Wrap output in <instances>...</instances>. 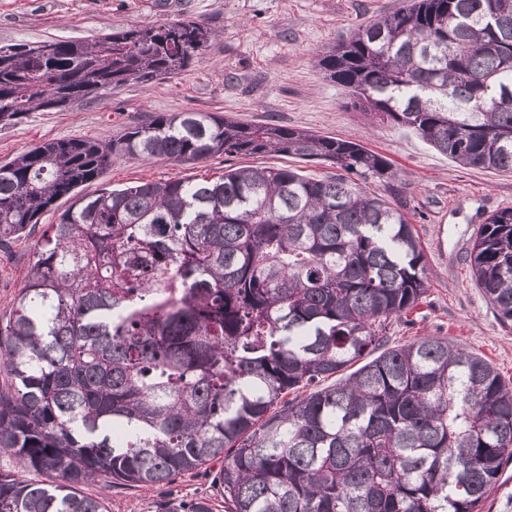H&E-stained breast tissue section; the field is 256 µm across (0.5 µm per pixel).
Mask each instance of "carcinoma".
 I'll return each instance as SVG.
<instances>
[{"mask_svg":"<svg viewBox=\"0 0 512 512\" xmlns=\"http://www.w3.org/2000/svg\"><path fill=\"white\" fill-rule=\"evenodd\" d=\"M212 37L183 19L1 46L0 123L168 79ZM317 64L451 160L512 171V0H409ZM222 154L394 176L354 141L208 112L149 113L0 166V248L71 200L0 317V452L21 463L0 473V512H108L81 487L150 488L212 462L224 512H483L512 460V387L446 337L388 346L426 291L400 209L288 167L79 194L117 159ZM470 266L512 321V208L486 219Z\"/></svg>","mask_w":512,"mask_h":512,"instance_id":"cac0c4a2","label":"carcinoma"}]
</instances>
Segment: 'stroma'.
I'll return each instance as SVG.
<instances>
[{
  "label": "stroma",
  "instance_id": "stroma-1",
  "mask_svg": "<svg viewBox=\"0 0 512 512\" xmlns=\"http://www.w3.org/2000/svg\"><path fill=\"white\" fill-rule=\"evenodd\" d=\"M409 0H0V45L43 40L82 41L131 25L189 18L214 32L188 69L148 85L129 83L62 112L36 111L0 125V165L36 144L63 138L111 140L151 112H210L247 124L274 123L357 142L386 157L392 178L366 183L404 211L420 238L427 292L408 320L394 322L390 342L445 336L490 362L512 385V322L501 321L477 288L467 252L485 218L512 207V172L456 164L410 130L379 121L326 78L317 54L361 24L395 12ZM299 167L323 178L329 163L281 155L224 156L177 163L122 159L85 193L168 178H217L225 168ZM35 237L0 251V314L24 285ZM216 466L201 467L150 489L106 479L85 486L109 512H159L169 498L209 499L224 512L214 485Z\"/></svg>",
  "mask_w": 512,
  "mask_h": 512
}]
</instances>
